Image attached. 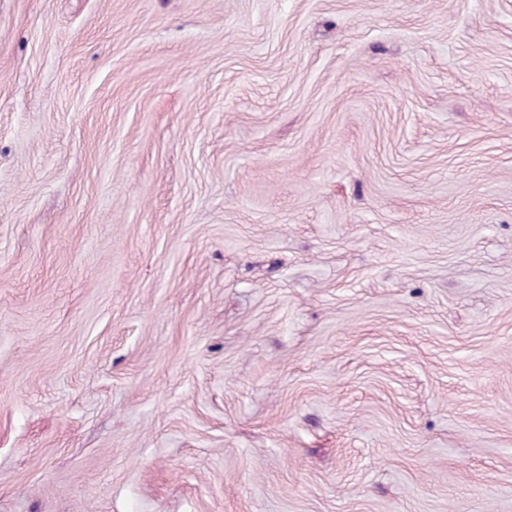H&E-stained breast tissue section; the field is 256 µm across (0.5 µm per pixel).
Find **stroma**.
Returning a JSON list of instances; mask_svg holds the SVG:
<instances>
[{
    "label": "stroma",
    "mask_w": 512,
    "mask_h": 512,
    "mask_svg": "<svg viewBox=\"0 0 512 512\" xmlns=\"http://www.w3.org/2000/svg\"><path fill=\"white\" fill-rule=\"evenodd\" d=\"M0 512H512V0H0Z\"/></svg>",
    "instance_id": "obj_1"
}]
</instances>
